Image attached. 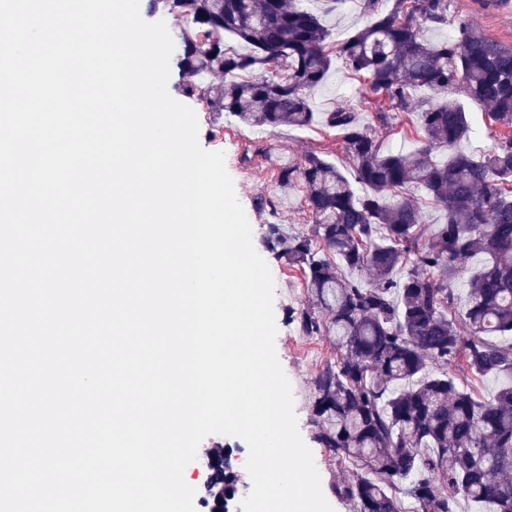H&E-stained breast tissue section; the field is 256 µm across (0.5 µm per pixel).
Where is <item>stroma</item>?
<instances>
[{"label":"stroma","mask_w":512,"mask_h":512,"mask_svg":"<svg viewBox=\"0 0 512 512\" xmlns=\"http://www.w3.org/2000/svg\"><path fill=\"white\" fill-rule=\"evenodd\" d=\"M307 5L321 17L335 41L347 38L366 22L362 0H341L335 6L330 5L329 0H307ZM462 18L473 20L488 36L512 44V9H485L479 0H453L447 27L428 31V38L443 39ZM359 86V78L351 76L341 61H334L328 82L313 97L315 111L327 112L339 104L348 103L357 106L364 122L373 123L370 108L358 101ZM187 104L198 119L200 146L208 151L224 152L226 169L251 225L254 247L273 275V308L278 327L276 353L291 382L298 429L313 454L323 494L334 512H353L351 504L337 497L332 487L352 479L355 471L351 464L337 462L329 449L320 443L319 419L313 410L314 379L323 367L335 362L338 356L336 341L327 335L299 333L291 313L308 302L304 275L301 271L283 267L276 249L265 239L266 227L271 223L286 225L295 232H308L311 216L300 188H282L274 179L257 184L248 181L245 174L256 167L278 170L287 161L301 159L311 151L322 153L346 176H353L354 168L335 132L322 125L303 130L285 126L258 130L239 123L229 113L209 111L196 99H188Z\"/></svg>","instance_id":"stroma-1"}]
</instances>
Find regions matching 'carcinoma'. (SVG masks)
<instances>
[{
	"label": "carcinoma",
	"mask_w": 512,
	"mask_h": 512,
	"mask_svg": "<svg viewBox=\"0 0 512 512\" xmlns=\"http://www.w3.org/2000/svg\"><path fill=\"white\" fill-rule=\"evenodd\" d=\"M451 2L364 0L365 26L334 45L303 0L142 4L185 25L182 95L250 127L319 121L354 162L353 183L315 152L280 168L282 187L302 188L313 227H266L305 276L310 305L292 320L305 336L336 339L314 411L320 443L358 471L336 486L354 512H512V46L465 19L428 39L448 25ZM335 58L363 79L360 100L379 124L417 113L416 149L384 147L350 105L313 112ZM466 99L505 129L479 153L467 148ZM419 191L443 223H429ZM461 273L464 287H452ZM460 360L498 389H469L450 370Z\"/></svg>",
	"instance_id": "obj_1"
}]
</instances>
